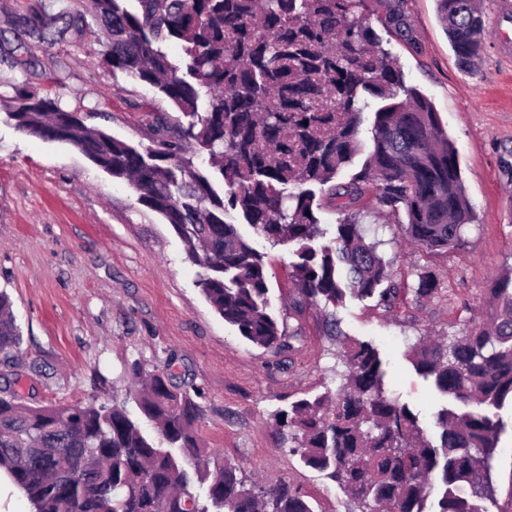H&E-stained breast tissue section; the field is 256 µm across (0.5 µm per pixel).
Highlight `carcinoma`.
I'll list each match as a JSON object with an SVG mask.
<instances>
[{
  "label": "carcinoma",
  "mask_w": 512,
  "mask_h": 512,
  "mask_svg": "<svg viewBox=\"0 0 512 512\" xmlns=\"http://www.w3.org/2000/svg\"><path fill=\"white\" fill-rule=\"evenodd\" d=\"M364 0H89L84 13L29 0L0 33V55L23 72L11 120L23 133L77 147L121 178L187 244L202 269L207 301L252 345L281 353L297 331L272 311L261 254L234 224L238 210L256 235L293 247L292 276L303 296L326 306L349 297L391 303L398 288L368 242L354 207L369 191L380 208L402 211L405 238L430 251L465 244L475 214L453 141L432 103L406 85L397 59L357 13ZM462 69L485 48L476 0H436ZM98 27L112 73L147 85L189 118L155 116L154 144L140 150L29 89L31 43L68 28ZM182 47L179 60L163 50ZM208 95L201 101V94ZM379 101L373 147L350 182L336 176L362 151L361 114ZM206 153L213 171L193 162ZM328 189L341 218L323 236L315 189ZM310 215H305V212ZM9 296L0 291V354L20 346ZM416 371L451 406L432 433L384 387L380 353L345 343L336 397L300 399L274 415L288 451L327 473L358 512H483L497 502L492 462L503 420L488 409L512 403V272L489 288L483 319L455 336L412 348ZM163 443L143 433L124 404L33 406L0 395V467L35 512H315L283 480L264 484L201 446L202 393L179 390L166 372L133 393ZM206 486L205 498L195 486Z\"/></svg>",
  "instance_id": "carcinoma-1"
}]
</instances>
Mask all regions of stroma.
Wrapping results in <instances>:
<instances>
[{
    "label": "stroma",
    "instance_id": "stroma-1",
    "mask_svg": "<svg viewBox=\"0 0 512 512\" xmlns=\"http://www.w3.org/2000/svg\"><path fill=\"white\" fill-rule=\"evenodd\" d=\"M397 0H366L363 13L408 85L432 103L453 140L466 195L477 215L466 245L431 252L404 240L395 215L363 201L360 221L390 262L398 298H349L338 307L306 305L295 320V351L273 353L241 338L206 300L200 269L182 239L144 206L127 181L97 167L66 142L19 131L9 119L18 70L0 63V289L22 332L19 351L0 361V391L31 405L123 402L147 434L126 367L172 369L181 388L203 394L199 435L242 473L285 480L310 496L316 512H352L326 473L306 468L281 446L273 413L333 388L342 339L376 347L387 389L433 427L448 400L418 374L411 347L479 320L495 278L512 268V13L479 0L489 36L474 71H463L439 21L436 0H398L409 33L387 21ZM95 34L71 31L35 50L32 88L78 111L84 123L136 147L151 146L155 114L180 120L150 87L103 63ZM251 239L269 276L272 306L287 313L298 292L291 247L255 236L240 212L225 216ZM436 282L417 298L420 274Z\"/></svg>",
    "mask_w": 512,
    "mask_h": 512
}]
</instances>
